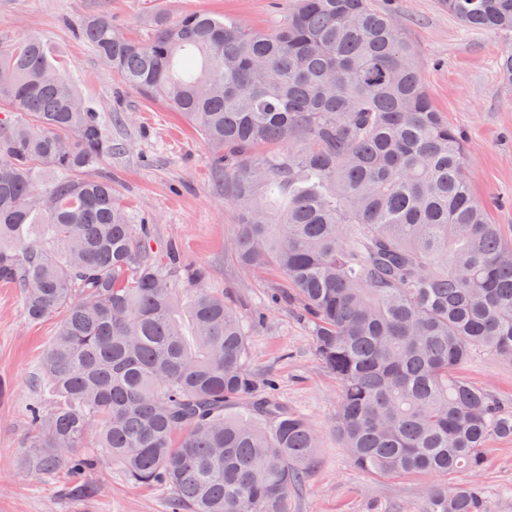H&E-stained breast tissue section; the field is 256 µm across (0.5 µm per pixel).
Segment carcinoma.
Wrapping results in <instances>:
<instances>
[{"mask_svg": "<svg viewBox=\"0 0 512 512\" xmlns=\"http://www.w3.org/2000/svg\"><path fill=\"white\" fill-rule=\"evenodd\" d=\"M466 27L512 31V0H442ZM80 34L112 72L181 112L237 212L233 256L278 271L341 395L353 465L385 477L478 475L512 408L460 369L512 361V245L475 203L463 137L432 107L413 47L370 0H292L272 32L191 11L151 40L104 14ZM36 36L0 49V281L27 318H64L41 373L54 404L29 419L40 469L78 473L92 444L168 512H290L320 440L261 394L255 323L182 288L112 180L103 118ZM422 512H491L472 483L428 485Z\"/></svg>", "mask_w": 512, "mask_h": 512, "instance_id": "1", "label": "carcinoma"}]
</instances>
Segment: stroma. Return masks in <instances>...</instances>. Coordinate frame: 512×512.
I'll use <instances>...</instances> for the list:
<instances>
[{"instance_id":"obj_1","label":"stroma","mask_w":512,"mask_h":512,"mask_svg":"<svg viewBox=\"0 0 512 512\" xmlns=\"http://www.w3.org/2000/svg\"><path fill=\"white\" fill-rule=\"evenodd\" d=\"M392 15L416 51L429 96L449 124L462 131L472 195L512 241V85L500 79V59L512 32L470 29L440 0H371ZM291 0H0V47L35 35L66 57L67 78L106 122L112 151L94 174L112 180L134 223L149 225L154 254L176 250L181 274L206 273L204 288L225 294L247 318L261 320L250 338L249 368L273 379L278 401L304 415L321 446L307 481L291 493V512H421L424 477L389 478L355 468L336 434L340 388L324 367L307 325L287 303L272 304L276 273L246 275L233 261L235 215L211 153L180 113L151 101L112 73L77 32L89 16L105 14L126 37L147 40L157 15L175 18L204 10L273 31ZM59 317L29 320L19 288L0 281V512H167L162 490L130 483L122 466L103 459L82 480L50 477L37 466L28 410L46 405L43 353ZM472 383L512 405V362L489 354L462 368ZM475 480L491 512H512V439L490 441L477 477L457 472L449 485Z\"/></svg>"}]
</instances>
